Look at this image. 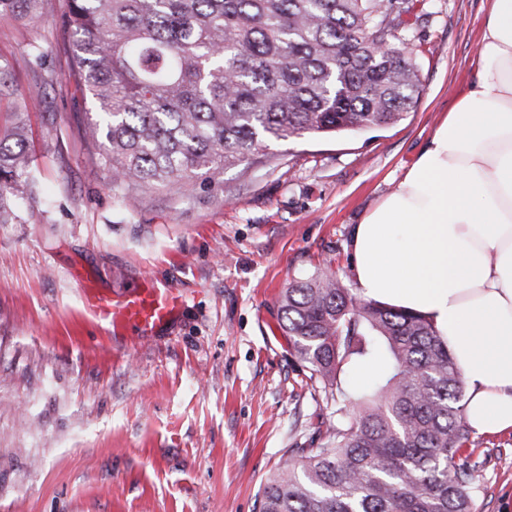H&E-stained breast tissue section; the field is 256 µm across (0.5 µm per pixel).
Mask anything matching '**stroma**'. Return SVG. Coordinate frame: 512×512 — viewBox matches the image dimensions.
Returning <instances> with one entry per match:
<instances>
[{
	"mask_svg": "<svg viewBox=\"0 0 512 512\" xmlns=\"http://www.w3.org/2000/svg\"><path fill=\"white\" fill-rule=\"evenodd\" d=\"M490 0H414L422 94L398 122L271 142L265 163L124 197L85 137L94 104L71 76L58 0L41 22L0 18V57L33 103L35 199L0 223V512H258L294 448L341 415L279 327L290 282L330 267L354 288L351 231L391 192L475 77ZM42 66L30 63L33 49ZM185 296L145 343L87 322L80 285L141 278ZM476 512H512V433H471Z\"/></svg>",
	"mask_w": 512,
	"mask_h": 512,
	"instance_id": "35a3bbf8",
	"label": "stroma"
}]
</instances>
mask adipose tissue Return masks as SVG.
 <instances>
[{
    "instance_id": "adipose-tissue-1",
    "label": "adipose tissue",
    "mask_w": 512,
    "mask_h": 512,
    "mask_svg": "<svg viewBox=\"0 0 512 512\" xmlns=\"http://www.w3.org/2000/svg\"><path fill=\"white\" fill-rule=\"evenodd\" d=\"M358 297L424 315L479 434L512 431V0H492L473 83L351 237Z\"/></svg>"
}]
</instances>
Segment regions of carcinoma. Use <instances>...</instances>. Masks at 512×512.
I'll list each match as a JSON object with an SVG mask.
<instances>
[{
  "label": "carcinoma",
  "instance_id": "cac0c4a2",
  "mask_svg": "<svg viewBox=\"0 0 512 512\" xmlns=\"http://www.w3.org/2000/svg\"><path fill=\"white\" fill-rule=\"evenodd\" d=\"M45 0H0L30 24ZM73 77L95 118L88 137L112 187L189 190L200 174L249 165L267 142L394 124L421 97L405 51L411 0H60ZM0 223L37 182L31 105L0 58ZM280 328L309 380L355 411L322 448H294L259 512H474L461 447L464 391L426 317L363 300L320 272L278 298ZM389 371L348 394L342 367Z\"/></svg>",
  "mask_w": 512,
  "mask_h": 512
}]
</instances>
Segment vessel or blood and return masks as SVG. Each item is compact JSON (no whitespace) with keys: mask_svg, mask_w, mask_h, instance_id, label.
<instances>
[{"mask_svg":"<svg viewBox=\"0 0 512 512\" xmlns=\"http://www.w3.org/2000/svg\"><path fill=\"white\" fill-rule=\"evenodd\" d=\"M81 296L86 318L106 323L109 334L122 336L130 331L143 339L154 338L173 323L184 304L176 285L152 280L113 296L87 282Z\"/></svg>","mask_w":512,"mask_h":512,"instance_id":"1","label":"vessel or blood"}]
</instances>
